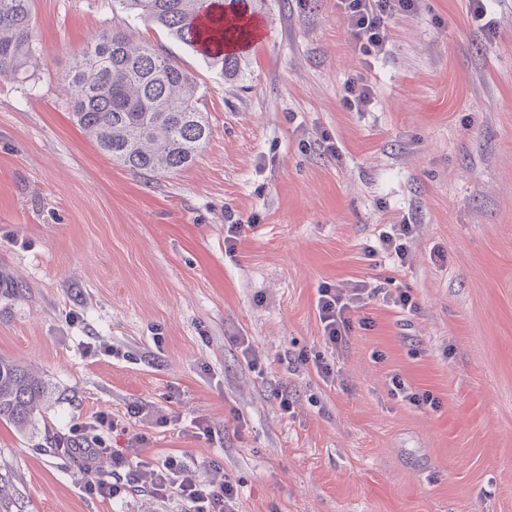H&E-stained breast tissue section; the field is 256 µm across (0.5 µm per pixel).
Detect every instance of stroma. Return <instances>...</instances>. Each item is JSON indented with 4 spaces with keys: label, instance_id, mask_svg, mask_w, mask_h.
Instances as JSON below:
<instances>
[{
    "label": "stroma",
    "instance_id": "stroma-1",
    "mask_svg": "<svg viewBox=\"0 0 512 512\" xmlns=\"http://www.w3.org/2000/svg\"><path fill=\"white\" fill-rule=\"evenodd\" d=\"M466 5L394 15L367 65L336 0H259L261 35L232 79L133 23L196 77L211 128L190 166L145 176L102 153L61 88L92 35L124 19L118 0H34L39 62L0 81V274L23 286L0 294V354L46 394L26 431L0 420V512H169L89 496L111 455L88 472L56 448L103 412L123 424L107 445L140 435L145 461L173 452L204 480L238 481L240 512H512V0H488L487 36ZM359 76L368 112L342 104ZM405 217L408 265L366 259ZM357 280L409 290L420 312L371 302L370 326L330 347L317 290ZM396 376L438 409L394 396ZM138 405L153 417L131 416Z\"/></svg>",
    "mask_w": 512,
    "mask_h": 512
}]
</instances>
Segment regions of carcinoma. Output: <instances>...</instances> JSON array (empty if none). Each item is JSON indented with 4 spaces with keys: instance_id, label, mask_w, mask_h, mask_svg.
Returning a JSON list of instances; mask_svg holds the SVG:
<instances>
[{
    "instance_id": "obj_1",
    "label": "carcinoma",
    "mask_w": 512,
    "mask_h": 512,
    "mask_svg": "<svg viewBox=\"0 0 512 512\" xmlns=\"http://www.w3.org/2000/svg\"><path fill=\"white\" fill-rule=\"evenodd\" d=\"M131 16L164 28L235 76L239 53L221 43L248 40L254 0H119ZM34 0H0V78L23 81L40 59L31 24ZM219 10H211L212 6ZM72 116L103 153L147 175L189 166L210 136L196 77L148 42L113 26L94 35L64 71ZM44 384L0 356V419L26 430L40 414Z\"/></svg>"
}]
</instances>
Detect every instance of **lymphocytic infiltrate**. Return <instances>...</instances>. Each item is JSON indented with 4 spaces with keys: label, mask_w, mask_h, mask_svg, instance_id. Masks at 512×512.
<instances>
[{
    "label": "lymphocytic infiltrate",
    "mask_w": 512,
    "mask_h": 512,
    "mask_svg": "<svg viewBox=\"0 0 512 512\" xmlns=\"http://www.w3.org/2000/svg\"><path fill=\"white\" fill-rule=\"evenodd\" d=\"M419 0H337V7L346 25L350 43L364 56L382 52L385 47V30L389 20L399 12L415 10ZM415 226L404 219L381 230L376 244L365 246L366 258L384 257L392 265L405 266L414 240ZM316 310L326 344L338 346L350 334L354 316L373 300L398 313L413 316L420 306L410 291H381L369 282L360 280L348 286L322 284L317 290ZM118 419L109 414H99L92 427L97 435L87 438L72 434L59 437L57 447L70 460L91 465L104 453H111L116 469L113 480L95 479L88 482V493L103 499H114L125 488H140L154 501L166 503L176 500L185 505V512H239L237 483L224 480L220 483L201 480L196 468L181 456L168 455L158 463L143 461L137 450H108L104 433L117 431Z\"/></svg>",
    "instance_id": "1"
}]
</instances>
